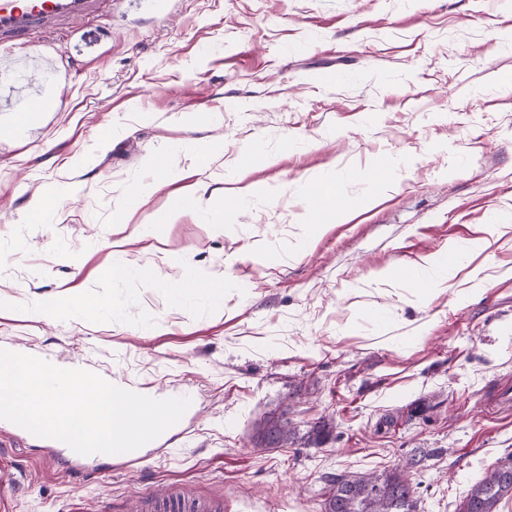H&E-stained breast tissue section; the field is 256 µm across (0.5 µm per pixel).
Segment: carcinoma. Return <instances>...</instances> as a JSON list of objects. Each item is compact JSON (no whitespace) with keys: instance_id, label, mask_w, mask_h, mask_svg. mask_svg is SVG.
<instances>
[{"instance_id":"1","label":"carcinoma","mask_w":512,"mask_h":512,"mask_svg":"<svg viewBox=\"0 0 512 512\" xmlns=\"http://www.w3.org/2000/svg\"><path fill=\"white\" fill-rule=\"evenodd\" d=\"M282 411L278 418H266L254 436L260 448L285 446L293 442L296 430ZM335 428L331 420L318 419L309 430V439L320 445ZM418 461L410 459L401 468L381 474L355 473L331 479L333 488L325 499V512H417V485L412 469ZM512 497V456L500 461L472 486L463 512H497L498 505Z\"/></svg>"}]
</instances>
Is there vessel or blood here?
<instances>
[{
	"label": "vessel or blood",
	"mask_w": 512,
	"mask_h": 512,
	"mask_svg": "<svg viewBox=\"0 0 512 512\" xmlns=\"http://www.w3.org/2000/svg\"><path fill=\"white\" fill-rule=\"evenodd\" d=\"M99 0H0V46L12 47L54 34L57 29L93 15ZM8 90V111L20 115L34 112L31 97L14 92L11 82L0 80V90ZM148 512H221L219 502H187L176 497L146 501Z\"/></svg>",
	"instance_id": "obj_1"
}]
</instances>
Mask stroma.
Here are the masks:
<instances>
[{
    "label": "stroma",
    "mask_w": 512,
    "mask_h": 512,
    "mask_svg": "<svg viewBox=\"0 0 512 512\" xmlns=\"http://www.w3.org/2000/svg\"><path fill=\"white\" fill-rule=\"evenodd\" d=\"M3 66L50 106L23 127L0 112V348L192 400L142 453L79 474L61 441L0 420L14 512H137L171 492L324 512L331 476L414 454L419 512H463L512 453V409L486 407L512 387V0H106ZM315 184L343 214L313 228ZM133 188L146 203L114 223ZM201 188L235 207L155 223ZM153 267L165 286L139 276ZM193 274L223 276V299H175ZM79 296L105 306L50 315ZM284 409L296 441L256 447ZM322 417L332 437L306 444Z\"/></svg>",
    "instance_id": "stroma-1"
}]
</instances>
